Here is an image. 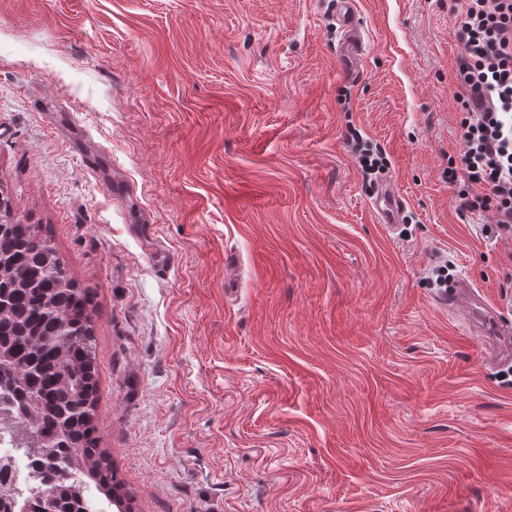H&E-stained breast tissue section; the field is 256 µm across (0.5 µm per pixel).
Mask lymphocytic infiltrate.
<instances>
[{
	"instance_id": "obj_1",
	"label": "lymphocytic infiltrate",
	"mask_w": 512,
	"mask_h": 512,
	"mask_svg": "<svg viewBox=\"0 0 512 512\" xmlns=\"http://www.w3.org/2000/svg\"><path fill=\"white\" fill-rule=\"evenodd\" d=\"M454 80L465 116L459 164L449 180L467 181L461 205L493 211L512 227V0H463Z\"/></svg>"
}]
</instances>
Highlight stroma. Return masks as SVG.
<instances>
[{
  "mask_svg": "<svg viewBox=\"0 0 512 512\" xmlns=\"http://www.w3.org/2000/svg\"><path fill=\"white\" fill-rule=\"evenodd\" d=\"M356 7L350 59L327 0H0V198L95 295L131 512H512V363L438 302L512 325L448 180L461 0ZM404 207L403 198L394 190L391 184L384 186L378 191L375 209L387 227L397 223Z\"/></svg>",
  "mask_w": 512,
  "mask_h": 512,
  "instance_id": "1",
  "label": "stroma"
}]
</instances>
